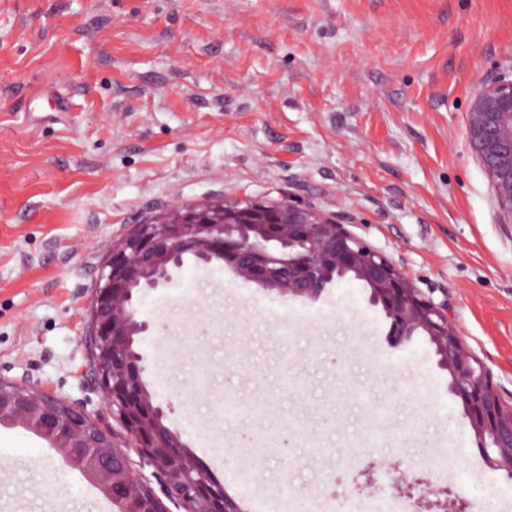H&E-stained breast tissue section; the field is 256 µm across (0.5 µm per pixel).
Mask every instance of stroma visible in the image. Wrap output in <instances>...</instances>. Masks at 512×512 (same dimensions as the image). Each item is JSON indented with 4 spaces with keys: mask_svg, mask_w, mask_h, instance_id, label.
<instances>
[{
    "mask_svg": "<svg viewBox=\"0 0 512 512\" xmlns=\"http://www.w3.org/2000/svg\"><path fill=\"white\" fill-rule=\"evenodd\" d=\"M510 64L512 0H0V375L101 415L140 470L89 381L102 244L174 203L287 194L446 304L512 402V223L466 136L476 79ZM137 317L166 425L266 512H512L433 346L392 347L360 282L309 301L189 261ZM0 512L116 507L0 427Z\"/></svg>",
    "mask_w": 512,
    "mask_h": 512,
    "instance_id": "35a3bbf8",
    "label": "stroma"
}]
</instances>
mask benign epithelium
<instances>
[{
	"label": "benign epithelium",
	"instance_id": "7a95c632",
	"mask_svg": "<svg viewBox=\"0 0 512 512\" xmlns=\"http://www.w3.org/2000/svg\"><path fill=\"white\" fill-rule=\"evenodd\" d=\"M466 133L494 188L499 217L511 224L512 70L475 84ZM187 258L226 265L237 277L283 297L315 300L347 276L363 283L370 302L390 321L393 346L416 335L434 346L486 466L512 477V405L497 393L445 306L423 297L406 273L336 217L290 199L173 204L106 245L89 306L93 374L151 476L132 470L98 416L28 381L0 376V425L28 430L67 460H90L88 478L112 502L132 505L130 512H170L172 504L181 512H238L209 469L164 424L135 348V336L148 330L136 318L137 295L171 281V271Z\"/></svg>",
	"mask_w": 512,
	"mask_h": 512
}]
</instances>
